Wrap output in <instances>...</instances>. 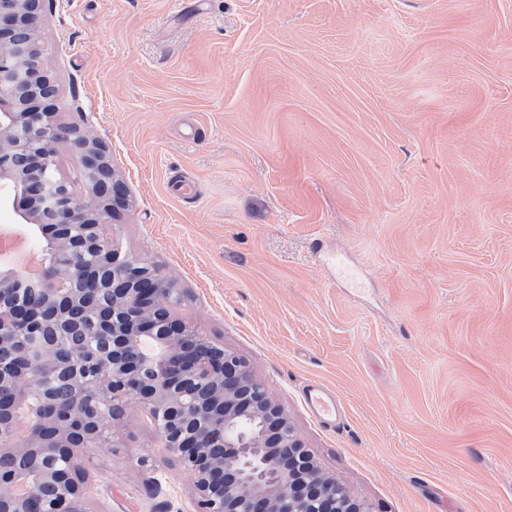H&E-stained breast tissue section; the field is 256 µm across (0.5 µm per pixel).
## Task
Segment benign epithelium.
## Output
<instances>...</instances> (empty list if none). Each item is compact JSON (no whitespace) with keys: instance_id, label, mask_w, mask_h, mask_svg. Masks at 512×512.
Instances as JSON below:
<instances>
[{"instance_id":"obj_1","label":"benign epithelium","mask_w":512,"mask_h":512,"mask_svg":"<svg viewBox=\"0 0 512 512\" xmlns=\"http://www.w3.org/2000/svg\"><path fill=\"white\" fill-rule=\"evenodd\" d=\"M42 6L0 0V187L32 205L22 220L46 249L39 304L23 299L19 269L0 270V456L16 460L0 469V512H26L12 487L33 453L36 480L55 488L39 512H87L79 457L120 420L109 398L149 414L198 512H373L321 471L241 355L172 318L178 282L115 245L111 218L128 191L106 146L39 106L56 95L37 37ZM61 144L76 155L85 201L55 174ZM73 332L94 343L76 354L49 347V335ZM31 397L41 425L19 443L15 408Z\"/></svg>"}]
</instances>
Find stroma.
Segmentation results:
<instances>
[{
  "mask_svg": "<svg viewBox=\"0 0 512 512\" xmlns=\"http://www.w3.org/2000/svg\"><path fill=\"white\" fill-rule=\"evenodd\" d=\"M38 35L121 252L321 469L374 512H512V0H44ZM82 465L89 512L196 510L137 406ZM303 399L315 421L327 428H336L343 422L340 403L327 388L310 384L303 388Z\"/></svg>",
  "mask_w": 512,
  "mask_h": 512,
  "instance_id": "35a3bbf8",
  "label": "stroma"
}]
</instances>
